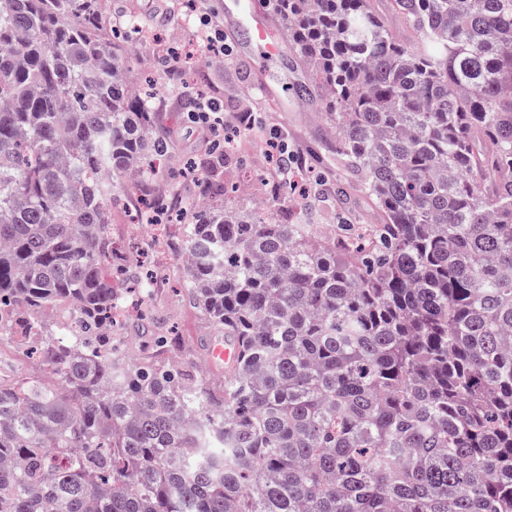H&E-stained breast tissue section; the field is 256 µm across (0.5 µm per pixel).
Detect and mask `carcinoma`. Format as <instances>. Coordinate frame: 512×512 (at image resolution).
<instances>
[{
	"label": "carcinoma",
	"mask_w": 512,
	"mask_h": 512,
	"mask_svg": "<svg viewBox=\"0 0 512 512\" xmlns=\"http://www.w3.org/2000/svg\"><path fill=\"white\" fill-rule=\"evenodd\" d=\"M101 5L0 0V337L42 357L0 381V512H512V0H390L408 43L373 0H275L291 90L382 221L210 204L231 142L210 148L182 273L240 348L217 387L178 336H112L150 286L112 199L169 143L130 77L139 23L111 38Z\"/></svg>",
	"instance_id": "carcinoma-1"
}]
</instances>
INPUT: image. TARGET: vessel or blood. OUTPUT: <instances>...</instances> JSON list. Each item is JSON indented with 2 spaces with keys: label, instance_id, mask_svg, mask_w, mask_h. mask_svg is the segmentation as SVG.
<instances>
[{
  "label": "vessel or blood",
  "instance_id": "obj_1",
  "mask_svg": "<svg viewBox=\"0 0 512 512\" xmlns=\"http://www.w3.org/2000/svg\"><path fill=\"white\" fill-rule=\"evenodd\" d=\"M207 7L223 15L232 32L246 31L250 42L262 53L279 52L280 44L272 36L274 22L259 0H208Z\"/></svg>",
  "mask_w": 512,
  "mask_h": 512
}]
</instances>
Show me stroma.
<instances>
[{"label": "stroma", "instance_id": "obj_1", "mask_svg": "<svg viewBox=\"0 0 512 512\" xmlns=\"http://www.w3.org/2000/svg\"><path fill=\"white\" fill-rule=\"evenodd\" d=\"M133 1L142 16L149 18V30L156 40L132 54V76L136 82L147 85L157 100L167 107H175L176 102L170 95V75L160 66L159 58L163 45H180L196 38L193 28L168 19L170 13L183 12L186 0ZM302 78L289 49L267 57L249 48L244 39L233 44L226 66L218 68L200 61L194 64L190 73L191 81H206L214 87V97L227 122H236L238 113L249 109L261 115L265 136L287 138L304 152L306 162L323 161L330 168L331 178H345L346 170L336 165V135L323 110L319 104L298 101L291 91L292 85ZM207 150L202 131L187 121H180L171 135L169 163L156 184L157 191L169 193L177 189L184 199L196 197L199 186L189 163L206 161ZM248 173L255 178L254 189L248 193L236 192L238 181ZM275 178L269 146L257 145L249 139L242 140L235 152L226 155L217 175L218 181L229 189L228 201L260 214L270 207L269 190ZM346 208L355 213L358 223L373 224L378 220L361 189H353L350 200L345 201L336 197L327 185L312 196L307 221L323 230L335 223L337 212ZM132 223L126 195L116 196L112 203V239L126 249L141 248L156 276L158 290L155 295L136 302L138 312L148 320L143 335L132 336L130 329L125 327L119 329L118 334L132 337L134 347L139 348L146 337L165 336L170 330H177L198 376L209 378L212 366L205 345L215 330L201 311L189 304L182 289L178 263L182 227L172 225L169 241L156 242L152 239L151 226L136 232Z\"/></svg>", "mask_w": 512, "mask_h": 512}]
</instances>
